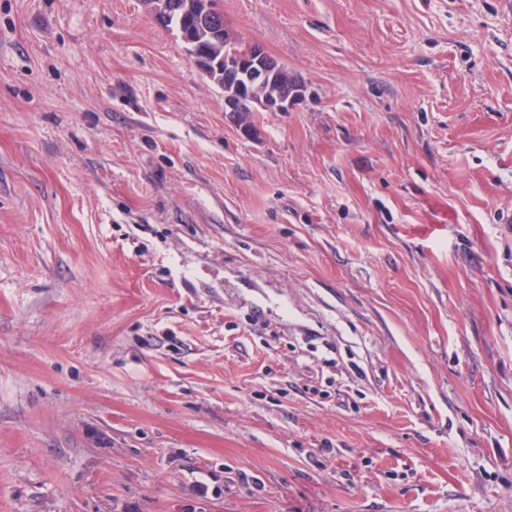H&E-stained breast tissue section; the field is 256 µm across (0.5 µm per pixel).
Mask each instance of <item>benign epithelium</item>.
Returning <instances> with one entry per match:
<instances>
[{
	"instance_id": "7a95c632",
	"label": "benign epithelium",
	"mask_w": 512,
	"mask_h": 512,
	"mask_svg": "<svg viewBox=\"0 0 512 512\" xmlns=\"http://www.w3.org/2000/svg\"><path fill=\"white\" fill-rule=\"evenodd\" d=\"M208 21L213 33L223 37L224 43H244L241 54L225 61L224 83L233 84L232 90L224 95L225 111L241 112L239 99L243 95L264 112L290 111L306 99L307 86L294 78L287 79L263 47L243 41L221 19L210 16Z\"/></svg>"
}]
</instances>
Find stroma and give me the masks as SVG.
I'll return each mask as SVG.
<instances>
[{
    "label": "stroma",
    "instance_id": "35a3bbf8",
    "mask_svg": "<svg viewBox=\"0 0 512 512\" xmlns=\"http://www.w3.org/2000/svg\"><path fill=\"white\" fill-rule=\"evenodd\" d=\"M220 8L250 139L147 0H0V512H512V0ZM166 2L167 9L163 10L165 26L187 32L194 40L192 46L204 51L214 62L220 63L218 81L222 86L225 83V87L228 88L233 82L232 90L224 94L226 112H242L238 103L242 95L264 112L290 111L306 99L307 86L294 77L286 89H281L287 78L280 72V66L276 64L273 57L259 44L243 40L240 35L229 29L222 19L207 15L213 33L224 38V41L214 40L210 36V25L206 18L201 20L195 18V15H183L181 11L171 7L172 0ZM178 32L186 47L189 46L188 34ZM224 43L229 45L245 43L241 54L233 59L228 58L225 65Z\"/></svg>",
    "mask_w": 512,
    "mask_h": 512
}]
</instances>
